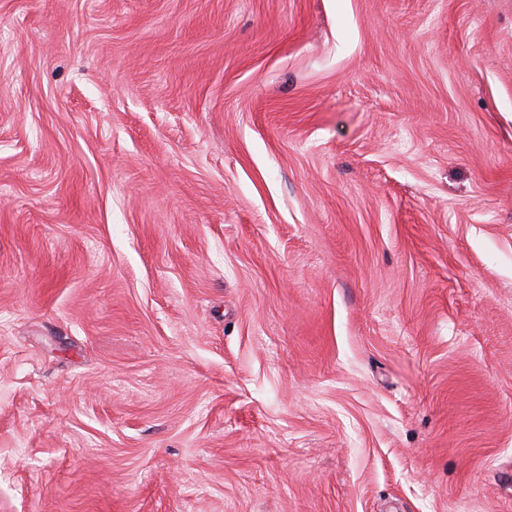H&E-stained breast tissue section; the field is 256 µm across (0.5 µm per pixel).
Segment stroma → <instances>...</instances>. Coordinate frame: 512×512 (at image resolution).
I'll return each instance as SVG.
<instances>
[{"mask_svg": "<svg viewBox=\"0 0 512 512\" xmlns=\"http://www.w3.org/2000/svg\"><path fill=\"white\" fill-rule=\"evenodd\" d=\"M0 512H512V0H0Z\"/></svg>", "mask_w": 512, "mask_h": 512, "instance_id": "stroma-1", "label": "stroma"}]
</instances>
